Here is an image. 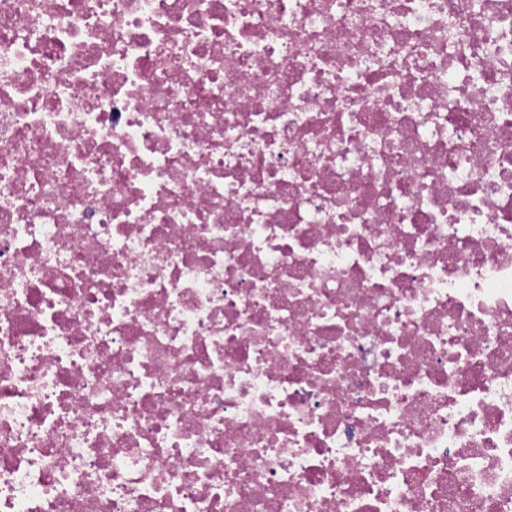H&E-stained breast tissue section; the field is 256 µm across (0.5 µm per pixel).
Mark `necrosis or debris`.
Wrapping results in <instances>:
<instances>
[{"label": "necrosis or debris", "mask_w": 512, "mask_h": 512, "mask_svg": "<svg viewBox=\"0 0 512 512\" xmlns=\"http://www.w3.org/2000/svg\"><path fill=\"white\" fill-rule=\"evenodd\" d=\"M0 512H512V0H0Z\"/></svg>", "instance_id": "obj_1"}]
</instances>
